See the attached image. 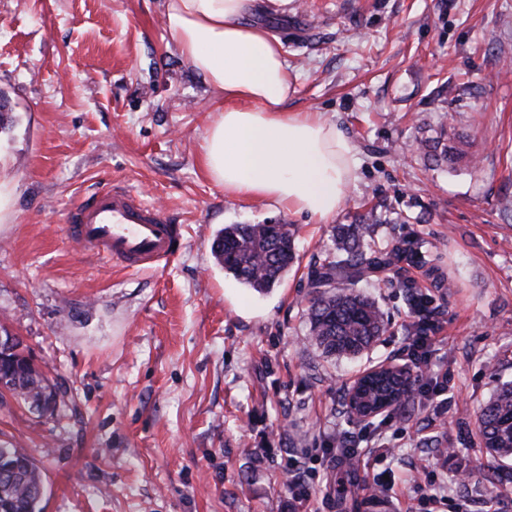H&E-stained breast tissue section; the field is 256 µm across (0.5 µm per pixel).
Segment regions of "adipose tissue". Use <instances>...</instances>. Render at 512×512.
Listing matches in <instances>:
<instances>
[{
	"instance_id": "1",
	"label": "adipose tissue",
	"mask_w": 512,
	"mask_h": 512,
	"mask_svg": "<svg viewBox=\"0 0 512 512\" xmlns=\"http://www.w3.org/2000/svg\"><path fill=\"white\" fill-rule=\"evenodd\" d=\"M261 0H165L172 41L224 101L202 160L225 192L325 221L354 179V148L338 125L313 111H289L283 43L254 24Z\"/></svg>"
}]
</instances>
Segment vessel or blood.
<instances>
[{"mask_svg":"<svg viewBox=\"0 0 512 512\" xmlns=\"http://www.w3.org/2000/svg\"><path fill=\"white\" fill-rule=\"evenodd\" d=\"M182 225L164 209L145 204L122 185L92 193L76 206L64 231L80 250L126 270L157 268L183 241Z\"/></svg>","mask_w":512,"mask_h":512,"instance_id":"b4317fda","label":"vessel or blood"}]
</instances>
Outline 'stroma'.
I'll use <instances>...</instances> for the list:
<instances>
[{
  "label": "stroma",
  "instance_id": "1",
  "mask_svg": "<svg viewBox=\"0 0 512 512\" xmlns=\"http://www.w3.org/2000/svg\"><path fill=\"white\" fill-rule=\"evenodd\" d=\"M163 0H0V328L61 391L52 414L0 398V442L40 467L43 512H303L290 460L307 456L316 512H488L512 461L486 480L477 417L512 380V0H288L255 20L281 38L289 109L336 122L357 178L327 221L226 194L203 138L218 91L178 53ZM460 137L456 163L419 150ZM184 227L177 256L126 271L64 235L74 205L107 181ZM368 219L376 248L433 244L360 282L388 320L357 358H327L305 310L310 265L341 224ZM285 223L299 262L258 293L217 267L227 224ZM453 286L438 289L437 275ZM430 292L446 344L448 411L416 405L392 423H346L339 393L399 365L407 292ZM381 432L400 507L364 504L366 458L323 454L326 437ZM433 437L434 447L423 440ZM470 482L428 503L429 476Z\"/></svg>",
  "mask_w": 512,
  "mask_h": 512
}]
</instances>
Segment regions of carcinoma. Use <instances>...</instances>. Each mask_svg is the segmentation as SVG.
<instances>
[{
    "label": "carcinoma",
    "mask_w": 512,
    "mask_h": 512,
    "mask_svg": "<svg viewBox=\"0 0 512 512\" xmlns=\"http://www.w3.org/2000/svg\"><path fill=\"white\" fill-rule=\"evenodd\" d=\"M373 225L362 220L342 224L333 235V248L314 261L309 287L314 297L306 309L310 338L327 357L356 356L369 349L387 326L384 312L369 296L355 288L368 274L391 268L415 255L426 257L429 245L419 238H405L382 251H374ZM211 253L224 271L258 293L278 284L294 265V230L290 224H228L213 237ZM3 393L10 394L30 411L53 413L59 405L50 379L27 362L23 353L0 361ZM419 375L402 367L373 378L362 377V401L373 405L388 401L398 411L416 398ZM352 389L341 397L350 423L369 420L349 401ZM478 429L492 462L512 459V381L501 383L480 409ZM44 483L26 453L11 443L0 444V512H42Z\"/></svg>",
    "instance_id": "1"
}]
</instances>
